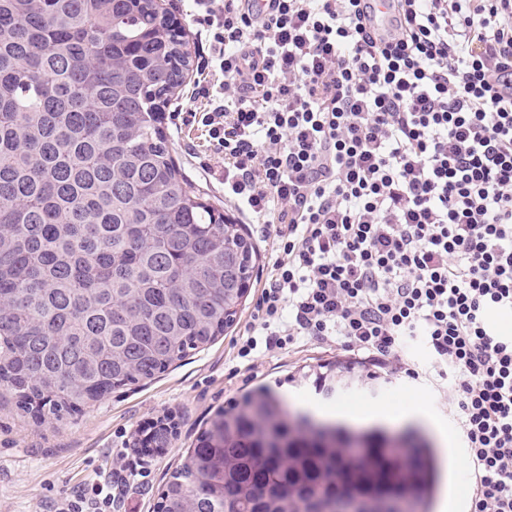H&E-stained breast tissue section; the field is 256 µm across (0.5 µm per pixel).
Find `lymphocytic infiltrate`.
I'll list each match as a JSON object with an SVG mask.
<instances>
[{
  "instance_id": "obj_1",
  "label": "lymphocytic infiltrate",
  "mask_w": 512,
  "mask_h": 512,
  "mask_svg": "<svg viewBox=\"0 0 512 512\" xmlns=\"http://www.w3.org/2000/svg\"><path fill=\"white\" fill-rule=\"evenodd\" d=\"M190 0L210 177L272 247L239 357L311 340L452 376L468 512H512V0ZM426 360L403 359L408 341ZM128 477L55 512H117Z\"/></svg>"
}]
</instances>
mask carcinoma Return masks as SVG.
I'll return each mask as SVG.
<instances>
[{"label": "carcinoma", "instance_id": "1", "mask_svg": "<svg viewBox=\"0 0 512 512\" xmlns=\"http://www.w3.org/2000/svg\"><path fill=\"white\" fill-rule=\"evenodd\" d=\"M153 0H0V386L61 417L224 333L256 253L188 187L159 115L189 67ZM312 386L373 387L340 361ZM425 509L434 443L317 424L262 386L216 413L157 512Z\"/></svg>", "mask_w": 512, "mask_h": 512}]
</instances>
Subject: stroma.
<instances>
[{"label": "stroma", "instance_id": "1", "mask_svg": "<svg viewBox=\"0 0 512 512\" xmlns=\"http://www.w3.org/2000/svg\"><path fill=\"white\" fill-rule=\"evenodd\" d=\"M162 127L191 190L207 194L231 218H238V211L225 204L221 185L208 179L185 152L188 145L202 144L200 130H180L168 120ZM246 230L259 253L258 267L234 324L214 343L154 378L112 389L61 419L17 409L14 397L0 387V512H49L60 493L89 477L108 475L128 456L137 459L147 477L131 482L123 512H157L161 490L186 449L195 446L215 412L230 401L263 385L287 404H320L333 410L342 401V394L319 399L303 379L308 367L340 359L356 373H379L378 364L317 340L290 352L259 356L252 368L244 367L235 342L253 313L270 253L258 225H247ZM449 388L446 380L429 387L397 372L363 397L367 408H401L420 396L428 415L447 423L453 443L441 451L442 477L429 512H466L468 508L466 470L456 465L457 459L465 455L464 442L448 403ZM158 419L172 422L174 432L163 447L144 449V427Z\"/></svg>", "mask_w": 512, "mask_h": 512}]
</instances>
